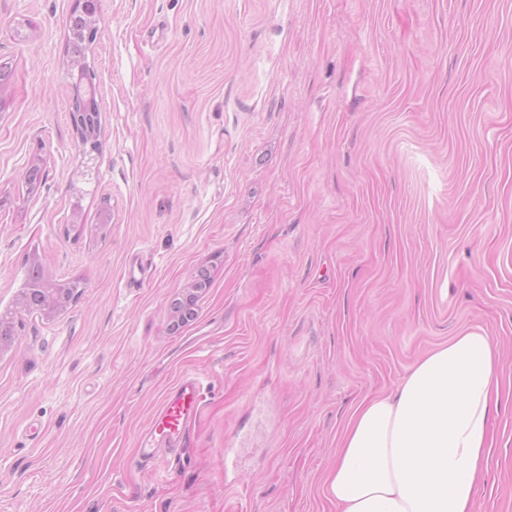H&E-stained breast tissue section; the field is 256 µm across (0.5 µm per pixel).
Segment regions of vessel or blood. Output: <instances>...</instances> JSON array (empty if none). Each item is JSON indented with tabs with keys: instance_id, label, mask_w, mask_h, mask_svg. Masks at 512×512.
I'll use <instances>...</instances> for the list:
<instances>
[{
	"instance_id": "vessel-or-blood-1",
	"label": "vessel or blood",
	"mask_w": 512,
	"mask_h": 512,
	"mask_svg": "<svg viewBox=\"0 0 512 512\" xmlns=\"http://www.w3.org/2000/svg\"><path fill=\"white\" fill-rule=\"evenodd\" d=\"M203 384L191 374L180 377L161 407L154 413L147 437L168 446L177 445L202 402Z\"/></svg>"
}]
</instances>
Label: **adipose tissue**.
Wrapping results in <instances>:
<instances>
[{
    "label": "adipose tissue",
    "instance_id": "ef3b65f1",
    "mask_svg": "<svg viewBox=\"0 0 512 512\" xmlns=\"http://www.w3.org/2000/svg\"><path fill=\"white\" fill-rule=\"evenodd\" d=\"M499 397V353L483 329L429 352L350 414L325 482L336 512H473Z\"/></svg>",
    "mask_w": 512,
    "mask_h": 512
}]
</instances>
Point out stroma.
Masks as SVG:
<instances>
[{
  "label": "stroma",
  "instance_id": "obj_1",
  "mask_svg": "<svg viewBox=\"0 0 512 512\" xmlns=\"http://www.w3.org/2000/svg\"><path fill=\"white\" fill-rule=\"evenodd\" d=\"M74 4L0 0V312L31 255L83 283L0 351V512H336L353 409L474 326L502 370L475 512H512V0H99L89 184ZM187 371L184 448L144 456Z\"/></svg>",
  "mask_w": 512,
  "mask_h": 512
}]
</instances>
